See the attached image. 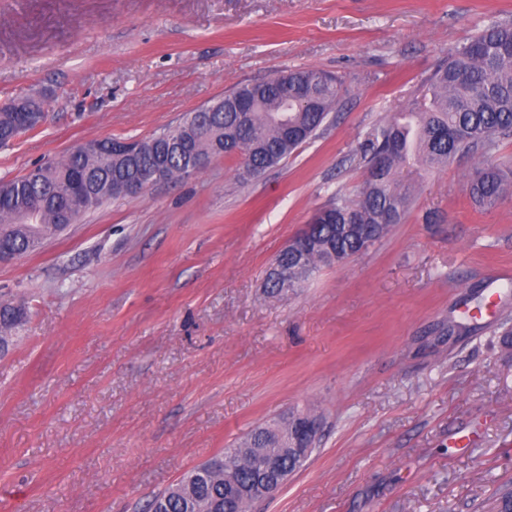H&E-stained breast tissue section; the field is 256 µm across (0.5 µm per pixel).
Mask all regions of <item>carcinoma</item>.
Segmentation results:
<instances>
[{
	"mask_svg": "<svg viewBox=\"0 0 512 512\" xmlns=\"http://www.w3.org/2000/svg\"><path fill=\"white\" fill-rule=\"evenodd\" d=\"M347 89L344 82L317 68L284 71L260 83L244 84L224 93V111L206 114L209 129L198 128L199 110L158 134L139 142L135 166L99 152L76 149L60 160L45 162L8 181H0V245L22 257L39 249L52 234L61 232L59 212H73L74 220L111 199L126 197L125 177L147 172L160 153L159 138L173 133L204 155H224L237 161L244 178V162L260 176L288 159L303 143L324 130L328 116ZM36 103L22 96L0 108V136L10 137L26 111ZM512 137V23L494 22L456 46L440 64L419 94L389 121L370 127L358 139L355 151L371 162L384 156L376 172L366 170L353 197L336 194L322 208L326 218L314 224L305 269L289 281L300 288L316 272L332 265L336 257L366 252L401 223L409 213V189L399 184L397 173H415L445 166L458 149L469 153L490 150ZM465 189L480 207L512 203V165L475 163L465 179ZM22 308L0 304V341L5 352L12 331L22 320ZM277 452L268 428L261 424L246 437L215 456L227 457L234 467L233 480L247 486L266 456ZM201 469L197 465L174 484L149 500V512H190L176 487ZM226 485L220 471L196 485V512H248L244 499L224 504Z\"/></svg>",
	"mask_w": 512,
	"mask_h": 512,
	"instance_id": "1",
	"label": "carcinoma"
}]
</instances>
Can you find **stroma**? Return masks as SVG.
<instances>
[{"instance_id": "35a3bbf8", "label": "stroma", "mask_w": 512, "mask_h": 512, "mask_svg": "<svg viewBox=\"0 0 512 512\" xmlns=\"http://www.w3.org/2000/svg\"><path fill=\"white\" fill-rule=\"evenodd\" d=\"M512 0H0V105L52 99L0 180L92 139H144L236 85L342 77L326 130L248 182L231 159L112 200L0 264L28 317L0 357V512H144L258 424L311 408L319 448L250 512H494L512 484V205L472 158L421 175L404 223L269 294L272 259L355 194L357 139ZM465 189L475 204L483 208L512 203V165L475 163L466 174Z\"/></svg>"}]
</instances>
